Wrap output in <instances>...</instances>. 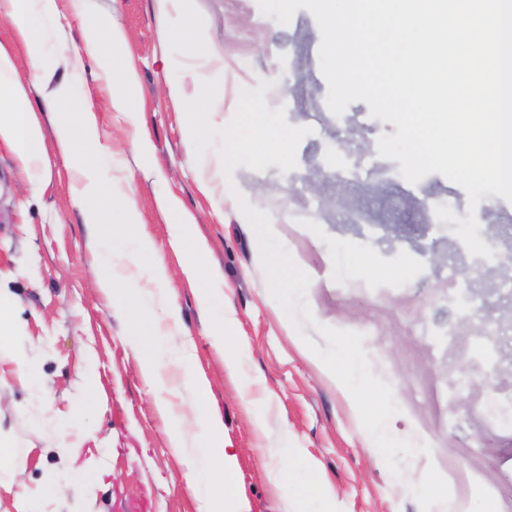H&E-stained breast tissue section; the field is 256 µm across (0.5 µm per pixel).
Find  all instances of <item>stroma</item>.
Returning <instances> with one entry per match:
<instances>
[{
    "instance_id": "stroma-1",
    "label": "stroma",
    "mask_w": 512,
    "mask_h": 512,
    "mask_svg": "<svg viewBox=\"0 0 512 512\" xmlns=\"http://www.w3.org/2000/svg\"><path fill=\"white\" fill-rule=\"evenodd\" d=\"M194 8L204 41L223 49V61L181 50L176 37L184 19L169 0H90L82 14L73 0H56L42 47L72 98L92 103L112 173L126 179L141 226L169 269L168 300L155 315L163 320L168 310L177 312L182 333L169 344L190 347L194 370L211 384V406L224 420L225 452L235 463L224 496L244 499L248 512H420L374 452L349 392L306 347L312 339L327 348L317 331L322 324L364 334L372 371L392 386L399 408L389 434L429 446L402 469L418 482L433 466L446 479L450 502L431 512H484L489 491L500 512H512V417L469 414L451 388L467 379L471 398L507 407L512 369L473 356L470 339L481 335L479 325H469L453 350L446 333L449 321L460 318L448 301L453 269L494 318L512 324V309L496 291L502 278H512V245L486 237L500 259L474 265L452 225L430 221L431 203L447 194L466 199L465 190L437 173L415 184L405 180L399 162L377 152L379 137L394 134L395 125L372 118L365 102L349 104L339 117L331 113L321 33L307 9L281 24L263 15L257 0H195ZM107 18L124 32L116 67L136 71L134 99L151 144L146 155L135 154L123 113L110 105L111 82L93 61L73 63L74 48ZM297 64L303 75L295 81ZM219 69L224 105L200 137H191V99ZM176 83L184 86L178 96L168 92ZM250 99L274 126L294 128L289 164L274 156L258 167L240 154L225 165ZM72 175L53 155L46 189L30 194L15 158L0 148V286L17 298L16 316L35 343L29 354L44 379L38 393L0 384V401L15 408L17 445L16 482L12 490L0 488V512H15V493L50 474L72 489L93 486L91 499L68 496V512H200L212 488L188 487L169 449V425L131 354L130 325L96 287L98 248L69 196ZM171 196L178 210L164 208ZM243 200L269 214L284 248L310 277L305 300L313 323L296 328L270 292ZM177 221L192 225L194 243L224 277L210 311L201 310V289L184 276L182 252L170 246L169 226ZM356 247L369 248L378 266L391 270L405 261L409 271L349 274L345 258ZM227 315L235 319L233 374L212 337L213 321ZM87 378L100 394L90 417L93 434L83 444L85 456L104 461L105 473L95 480L80 467L58 466L51 450L67 411L85 399ZM48 404L57 411L52 424L42 414ZM280 448L290 456H277ZM284 467L295 486L322 480L328 496L291 498L275 480Z\"/></svg>"
}]
</instances>
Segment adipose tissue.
<instances>
[{
  "label": "adipose tissue",
  "instance_id": "1",
  "mask_svg": "<svg viewBox=\"0 0 512 512\" xmlns=\"http://www.w3.org/2000/svg\"><path fill=\"white\" fill-rule=\"evenodd\" d=\"M55 0H0V16L11 23L8 41H0V147L7 148L27 177L31 192H42L49 168L45 137L30 104V91H37L45 112L52 114L55 139L60 153L69 161L75 176L69 186L72 198L83 205L85 224L97 232L99 255L97 285L101 293L113 299L118 314L131 319L130 349L144 383L154 393L160 415L169 420V446L179 456L188 483L199 476L198 458L187 451L186 441L195 438L197 447L221 457L219 468L209 472V481L223 486L233 481L235 464L224 450V421L211 410L209 381L194 372L190 352H183V374L173 380L169 345L164 342L169 330L154 316L156 291L168 282L166 265L157 260V245L140 229L139 213L131 202L122 178L107 175L90 156L100 150L98 123L91 105L73 102L69 88L54 84L53 69L42 51L41 19L54 11ZM124 40L121 29L102 23L96 38L88 40L86 53L96 61L103 77L114 86L111 106L124 114L128 124L141 125L140 114L132 104L134 74L116 69L112 56ZM24 48L32 72L31 88H24L15 76L17 48ZM295 133L289 128L272 127L266 113H243L242 125L234 132L225 161L244 151L258 163L278 155L288 163V145ZM131 244L132 251L116 261V246ZM13 294L0 287V379L11 377L18 384L39 389L43 382L39 368L24 349L25 330L14 317ZM185 388L193 401L191 411L176 410L169 395L175 386ZM67 489L56 478L23 489L15 496L17 512H59Z\"/></svg>",
  "mask_w": 512,
  "mask_h": 512
}]
</instances>
